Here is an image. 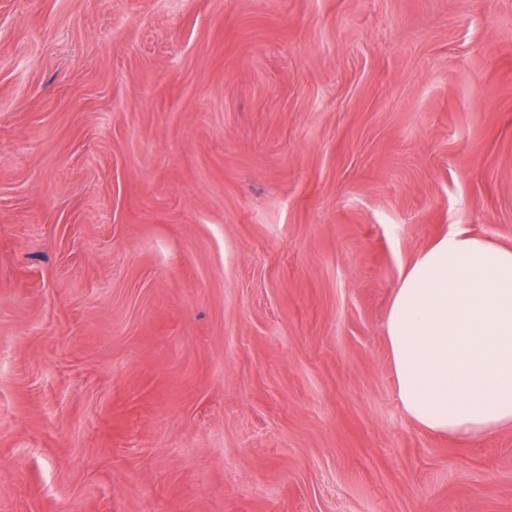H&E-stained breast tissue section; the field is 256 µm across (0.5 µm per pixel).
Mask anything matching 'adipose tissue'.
Returning a JSON list of instances; mask_svg holds the SVG:
<instances>
[{"label":"adipose tissue","instance_id":"adipose-tissue-1","mask_svg":"<svg viewBox=\"0 0 512 512\" xmlns=\"http://www.w3.org/2000/svg\"><path fill=\"white\" fill-rule=\"evenodd\" d=\"M386 340L397 399L421 428L478 440L512 426V249L438 238L401 271Z\"/></svg>","mask_w":512,"mask_h":512}]
</instances>
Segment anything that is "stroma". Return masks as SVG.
<instances>
[{
    "mask_svg": "<svg viewBox=\"0 0 512 512\" xmlns=\"http://www.w3.org/2000/svg\"><path fill=\"white\" fill-rule=\"evenodd\" d=\"M454 229L512 248V0H0V512H512L396 398Z\"/></svg>",
    "mask_w": 512,
    "mask_h": 512,
    "instance_id": "1",
    "label": "stroma"
}]
</instances>
